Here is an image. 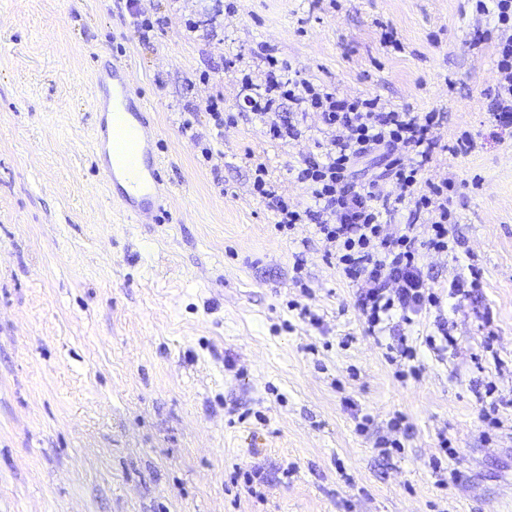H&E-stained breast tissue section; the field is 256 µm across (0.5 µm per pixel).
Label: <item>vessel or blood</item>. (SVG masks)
<instances>
[{"label": "vessel or blood", "instance_id": "vessel-or-blood-1", "mask_svg": "<svg viewBox=\"0 0 512 512\" xmlns=\"http://www.w3.org/2000/svg\"><path fill=\"white\" fill-rule=\"evenodd\" d=\"M106 121L100 122L94 154L102 180L125 213L144 223L162 194L159 162L151 148L153 134L145 106L134 101L124 66L116 65L97 79Z\"/></svg>", "mask_w": 512, "mask_h": 512}]
</instances>
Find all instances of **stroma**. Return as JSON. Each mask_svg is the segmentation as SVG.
<instances>
[{
  "label": "stroma",
  "instance_id": "obj_1",
  "mask_svg": "<svg viewBox=\"0 0 512 512\" xmlns=\"http://www.w3.org/2000/svg\"><path fill=\"white\" fill-rule=\"evenodd\" d=\"M140 7L147 42L129 0H0V512H512V132L490 115L494 16L472 0ZM387 26L399 48L382 44ZM263 45L338 95L444 113L422 178L455 183L461 245L422 269L445 290L475 262L481 291L373 336L312 227L276 230L254 169L307 203L289 169L322 135L312 112L298 140L270 139L245 108L242 70H264ZM109 63L129 69L156 134L165 200L144 224L94 163ZM219 94L234 118L221 130ZM464 134L472 151L449 152ZM442 323L457 346L437 356L424 339ZM400 335L420 379H397L386 358ZM490 381L499 429L476 397ZM397 413L413 436L386 458L374 441ZM443 431L458 450L444 464L461 473L448 488L429 466ZM240 469L264 479L246 486Z\"/></svg>",
  "mask_w": 512,
  "mask_h": 512
}]
</instances>
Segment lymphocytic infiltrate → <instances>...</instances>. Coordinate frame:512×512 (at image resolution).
Segmentation results:
<instances>
[{
  "mask_svg": "<svg viewBox=\"0 0 512 512\" xmlns=\"http://www.w3.org/2000/svg\"><path fill=\"white\" fill-rule=\"evenodd\" d=\"M268 70L263 83L243 76L245 104L276 140L299 137L296 124L282 117L283 102L301 112L315 111L328 135L319 142L317 153L303 158L294 176L310 198L303 207L289 205L268 182L265 167L255 169L253 189L276 213L278 231L296 226H314L324 245V260L335 262L355 289V306L368 331L385 321L399 318L413 323L423 311L439 306L441 296L424 278L420 260L425 253H454L449 235L450 182L422 183L420 174L438 147L436 134L444 115L409 109L384 111L378 99L341 98L291 75V66L266 55ZM494 120L512 128V35L498 46L496 84L493 94ZM387 161V179L374 178L356 183L355 164L372 153ZM415 157L404 164L402 153ZM429 217L428 234L417 225L388 228V219L402 205Z\"/></svg>",
  "mask_w": 512,
  "mask_h": 512,
  "instance_id": "obj_1",
  "label": "lymphocytic infiltrate"
}]
</instances>
